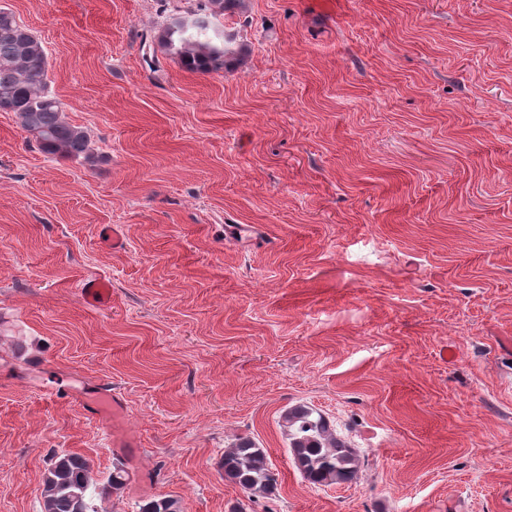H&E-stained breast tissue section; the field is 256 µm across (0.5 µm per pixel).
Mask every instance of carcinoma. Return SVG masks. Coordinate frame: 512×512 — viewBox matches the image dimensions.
<instances>
[{"label": "carcinoma", "instance_id": "cac0c4a2", "mask_svg": "<svg viewBox=\"0 0 512 512\" xmlns=\"http://www.w3.org/2000/svg\"><path fill=\"white\" fill-rule=\"evenodd\" d=\"M238 0H199L188 15L173 18L159 32V42L182 67L193 73L219 74L236 58L219 45L217 18L234 11ZM48 54L40 41L13 13L0 9V112L12 113L21 129L48 155L88 158L89 137L73 124L62 103L47 88ZM289 451L305 480L327 486L357 478L359 457L335 436L318 410L295 405L285 414ZM224 474L249 495L268 493L277 485L264 449L241 438L224 451ZM129 483L122 462L104 483L95 481L87 462L74 454L50 459L42 492L41 512H99L96 502L123 492ZM138 512H180L179 501L163 495L138 501Z\"/></svg>", "mask_w": 512, "mask_h": 512}]
</instances>
